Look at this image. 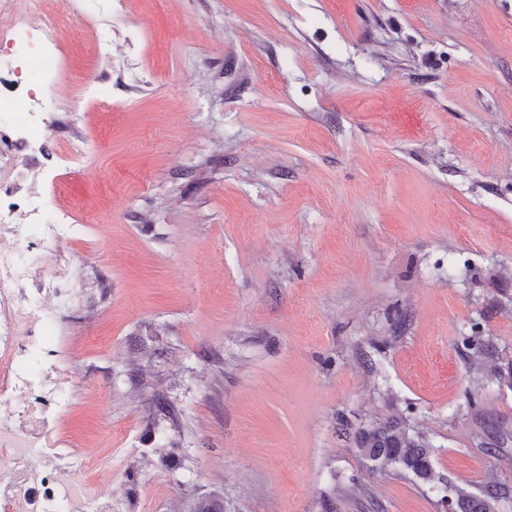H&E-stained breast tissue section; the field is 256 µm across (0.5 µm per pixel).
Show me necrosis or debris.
Returning a JSON list of instances; mask_svg holds the SVG:
<instances>
[{"label":"necrosis or debris","instance_id":"4bbe7bcc","mask_svg":"<svg viewBox=\"0 0 512 512\" xmlns=\"http://www.w3.org/2000/svg\"><path fill=\"white\" fill-rule=\"evenodd\" d=\"M96 27L98 56L109 61L112 0H0V512H99L101 494L82 493L67 478L70 451L56 434L75 377L58 358L54 304L69 284L51 264L32 268L24 248L55 250L75 227L50 213L46 198L24 187L16 159L42 154L44 172L92 169L83 146L40 151L62 80V30ZM25 456H17V449Z\"/></svg>","mask_w":512,"mask_h":512}]
</instances>
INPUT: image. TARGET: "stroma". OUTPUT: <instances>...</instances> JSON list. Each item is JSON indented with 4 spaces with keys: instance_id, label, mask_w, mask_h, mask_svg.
Wrapping results in <instances>:
<instances>
[{
    "instance_id": "obj_1",
    "label": "stroma",
    "mask_w": 512,
    "mask_h": 512,
    "mask_svg": "<svg viewBox=\"0 0 512 512\" xmlns=\"http://www.w3.org/2000/svg\"><path fill=\"white\" fill-rule=\"evenodd\" d=\"M59 349L69 477L111 512H446L352 433L512 485V0H113ZM61 94L93 74L70 31ZM493 344L482 354L463 337ZM165 411H158L157 401ZM354 440L372 470L378 464H395L431 488L443 483L432 463L430 442L418 433H410L403 422L394 419L376 422L359 429Z\"/></svg>"
}]
</instances>
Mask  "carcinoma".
<instances>
[{
	"label": "carcinoma",
	"mask_w": 512,
	"mask_h": 512,
	"mask_svg": "<svg viewBox=\"0 0 512 512\" xmlns=\"http://www.w3.org/2000/svg\"><path fill=\"white\" fill-rule=\"evenodd\" d=\"M355 445L361 457L375 468L379 464H394L434 488L443 483L433 463V448L422 435L413 434L406 424L385 420L359 429ZM512 499V487L490 483L477 494L462 488L453 489L452 512H498L501 501Z\"/></svg>",
	"instance_id": "1"
}]
</instances>
